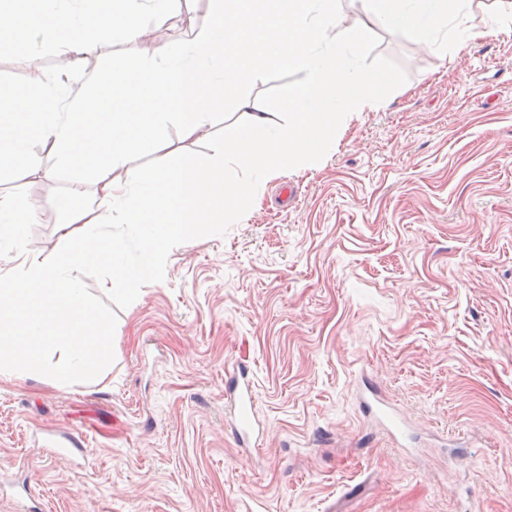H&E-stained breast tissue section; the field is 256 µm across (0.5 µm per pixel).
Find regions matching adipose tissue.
Returning a JSON list of instances; mask_svg holds the SVG:
<instances>
[{"label":"adipose tissue","mask_w":512,"mask_h":512,"mask_svg":"<svg viewBox=\"0 0 512 512\" xmlns=\"http://www.w3.org/2000/svg\"><path fill=\"white\" fill-rule=\"evenodd\" d=\"M373 25L421 36L435 52L448 43L464 47L471 0H364ZM209 15L178 45L158 40L149 58L127 63L134 88L122 94L103 129H81L103 88L117 78L105 69L86 74L75 63L95 50L100 36L135 42L148 35L144 17L179 19L177 0H36L28 14L0 9L1 30H22L66 60L62 75L49 76L36 54H28L27 91L0 95V166L25 162L31 142L10 131L13 117L38 114V140L71 174V193L83 196L88 176L97 175L94 202L71 210L63 238L81 249L49 258L23 240V228L42 204L0 194V377H27L63 385L79 373L105 365L112 341L93 313L80 273L92 253L106 250L112 276L103 292L118 289L126 270L160 279L169 251L197 235L200 224H220L239 201L255 195L274 176L296 163L314 166L341 133L344 117L380 103L388 73L360 66L362 31L336 24L335 0H208ZM238 38L253 65L241 73L224 42ZM274 59L304 75L301 90L276 107L242 91ZM233 106L243 120L229 134L234 152L215 143L206 157L184 158L163 170L119 177L118 169L153 152L169 126L207 137L217 111ZM285 121H276L274 111ZM119 232H112V225ZM136 241L137 256L126 243ZM71 334H57L58 325Z\"/></svg>","instance_id":"adipose-tissue-1"}]
</instances>
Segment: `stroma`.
I'll return each mask as SVG.
<instances>
[{
  "label": "stroma",
  "mask_w": 512,
  "mask_h": 512,
  "mask_svg": "<svg viewBox=\"0 0 512 512\" xmlns=\"http://www.w3.org/2000/svg\"><path fill=\"white\" fill-rule=\"evenodd\" d=\"M337 5L365 33L362 65L392 78L381 105L344 121L319 166L174 248L134 298L99 292L108 263L84 267L112 331L101 372L0 379V484L26 487L31 512H512V28L438 54L371 25L362 0ZM154 51L104 37L82 67L121 74ZM302 82L281 61L244 92L273 105ZM241 118L226 107L207 139L169 127V152L130 168L209 154ZM69 183L37 143L0 171L1 193L42 201L25 235L51 257L71 248L60 200L89 202ZM232 364L254 372L256 448L226 422ZM366 382L409 417L414 453L363 413ZM63 431L85 465L35 440Z\"/></svg>",
  "instance_id": "1"
}]
</instances>
